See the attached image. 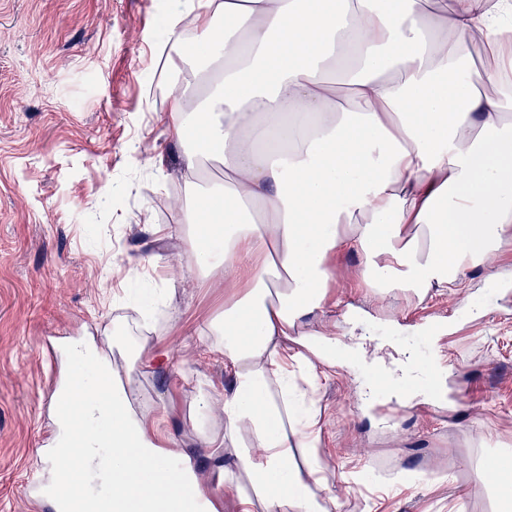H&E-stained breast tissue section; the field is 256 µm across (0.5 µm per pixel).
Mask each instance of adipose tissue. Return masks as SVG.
Here are the masks:
<instances>
[{
    "label": "adipose tissue",
    "mask_w": 512,
    "mask_h": 512,
    "mask_svg": "<svg viewBox=\"0 0 512 512\" xmlns=\"http://www.w3.org/2000/svg\"><path fill=\"white\" fill-rule=\"evenodd\" d=\"M196 63L174 82L171 135L185 146L189 258L224 311L208 351L221 390L199 391L195 431L220 468L199 470L162 420L136 409L137 367L162 365L145 339L75 342L54 393L92 431L56 419L51 454L69 512H101L72 475L112 488L111 512H195L212 482L237 512H336L320 451L321 381L334 377L336 259L362 252L361 285L425 300L512 241V0H203ZM482 44L491 66L476 65ZM196 107H184L186 99ZM224 166L203 191L200 164ZM111 372L76 388L80 370ZM112 422V455L94 426Z\"/></svg>",
    "instance_id": "adipose-tissue-1"
}]
</instances>
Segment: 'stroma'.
<instances>
[{"mask_svg": "<svg viewBox=\"0 0 512 512\" xmlns=\"http://www.w3.org/2000/svg\"><path fill=\"white\" fill-rule=\"evenodd\" d=\"M199 0H0V512H52L23 480L67 470L42 454L65 339L122 328L172 349L168 367L137 377L202 469L215 461L193 435L190 406L224 383L201 339L224 310L185 251L186 212L163 214L184 186L169 133V93L151 98L157 67L191 72L158 44ZM364 262L336 267L342 305L372 320L353 331L359 366L393 367L409 336L389 321L445 322L431 339L442 385L416 384L402 416L366 406L358 369L321 384L324 453L336 459V512H504L484 478L490 454L512 451V247L467 269L461 285L423 302L351 287Z\"/></svg>", "mask_w": 512, "mask_h": 512, "instance_id": "obj_1", "label": "stroma"}]
</instances>
